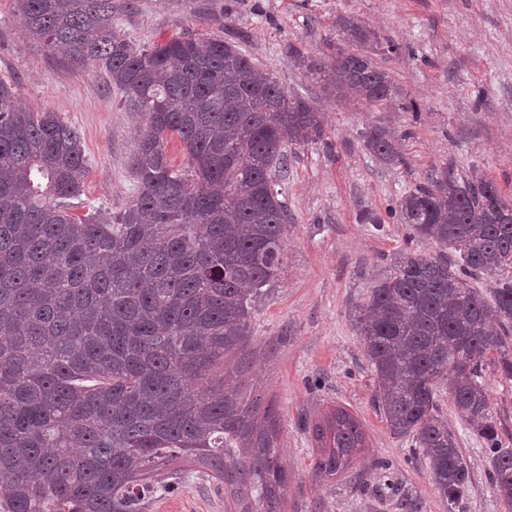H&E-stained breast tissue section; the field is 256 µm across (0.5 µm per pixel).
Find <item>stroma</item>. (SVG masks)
<instances>
[{
	"label": "stroma",
	"mask_w": 512,
	"mask_h": 512,
	"mask_svg": "<svg viewBox=\"0 0 512 512\" xmlns=\"http://www.w3.org/2000/svg\"><path fill=\"white\" fill-rule=\"evenodd\" d=\"M376 32L377 59L400 88L399 111L340 104L323 82L298 66L291 49L320 58L342 33L337 17ZM117 24L134 43L181 35L235 41L292 96L314 101L323 138L289 146L279 178L288 210L286 265L255 306L246 351L227 359L241 372L245 402L275 407L278 444L288 472L284 512H398L377 488L393 478L421 512H454L421 466L410 439L393 436L375 404L377 380L350 319L354 305L394 271L402 248L438 253L410 240L395 209L402 195L443 163L479 170L512 200V0H136ZM20 102L57 113L78 131L88 170L79 214L124 210L136 191L130 159L141 116L125 108L102 66L67 65L18 24L15 0H0V79ZM393 125L406 162L382 165L363 142L369 125ZM380 224L359 223V212ZM491 413L512 439V383L485 370ZM441 413L454 429L470 469V490L455 512H505L489 476V459L447 390ZM342 408L360 422L366 446L346 472L313 471L312 427ZM149 512H229L223 485L188 467L181 485L158 495Z\"/></svg>",
	"instance_id": "35a3bbf8"
}]
</instances>
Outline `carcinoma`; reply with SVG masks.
<instances>
[{
    "label": "carcinoma",
    "instance_id": "1",
    "mask_svg": "<svg viewBox=\"0 0 512 512\" xmlns=\"http://www.w3.org/2000/svg\"><path fill=\"white\" fill-rule=\"evenodd\" d=\"M16 2L25 36L105 68L144 123L134 199L113 216L77 215L88 164L78 132L0 81V512H147L180 479L179 460L224 484L238 512H282L275 411L257 422L224 356L248 347L255 305L283 269L288 214L274 176L287 171L285 145L323 137L319 108L232 41L137 46L114 24L131 0ZM338 25L344 45L324 58L288 50L340 100L389 105L395 80L365 51L375 33L351 18ZM364 145L385 165L404 162L386 126H369ZM395 214L411 239L442 250H403L353 309L378 408L453 507L469 471L438 405L447 382L512 512V448L482 383L489 366L512 382V203L492 179L445 163ZM482 275L498 276L488 299L471 285ZM312 436L319 477L345 472L365 447L343 409ZM384 489L400 512H419L397 483Z\"/></svg>",
    "mask_w": 512,
    "mask_h": 512
}]
</instances>
